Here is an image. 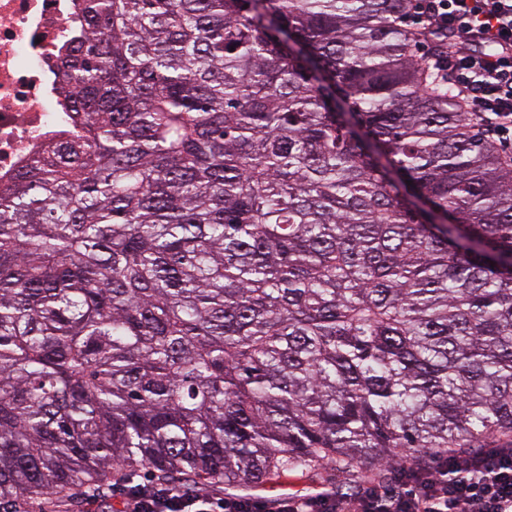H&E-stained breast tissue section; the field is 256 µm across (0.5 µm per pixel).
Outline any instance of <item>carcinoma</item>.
I'll return each instance as SVG.
<instances>
[{
  "mask_svg": "<svg viewBox=\"0 0 512 512\" xmlns=\"http://www.w3.org/2000/svg\"><path fill=\"white\" fill-rule=\"evenodd\" d=\"M406 4L84 0L0 193V509L512 447V167Z\"/></svg>",
  "mask_w": 512,
  "mask_h": 512,
  "instance_id": "carcinoma-1",
  "label": "carcinoma"
}]
</instances>
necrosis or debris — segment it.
I'll return each mask as SVG.
<instances>
[{
	"label": "necrosis or debris",
	"instance_id": "obj_1",
	"mask_svg": "<svg viewBox=\"0 0 512 512\" xmlns=\"http://www.w3.org/2000/svg\"><path fill=\"white\" fill-rule=\"evenodd\" d=\"M82 25L81 0H0V192L77 132L61 59Z\"/></svg>",
	"mask_w": 512,
	"mask_h": 512
}]
</instances>
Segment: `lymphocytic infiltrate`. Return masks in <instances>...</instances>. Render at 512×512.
Listing matches in <instances>:
<instances>
[{
  "label": "lymphocytic infiltrate",
  "instance_id": "lymphocytic-infiltrate-1",
  "mask_svg": "<svg viewBox=\"0 0 512 512\" xmlns=\"http://www.w3.org/2000/svg\"><path fill=\"white\" fill-rule=\"evenodd\" d=\"M406 18L448 38L437 71L469 122L511 155L512 0H408ZM121 512H512V448H485L469 461L443 455L425 472L401 468L395 489L368 484L351 496L285 494L269 504L129 478Z\"/></svg>",
  "mask_w": 512,
  "mask_h": 512
}]
</instances>
